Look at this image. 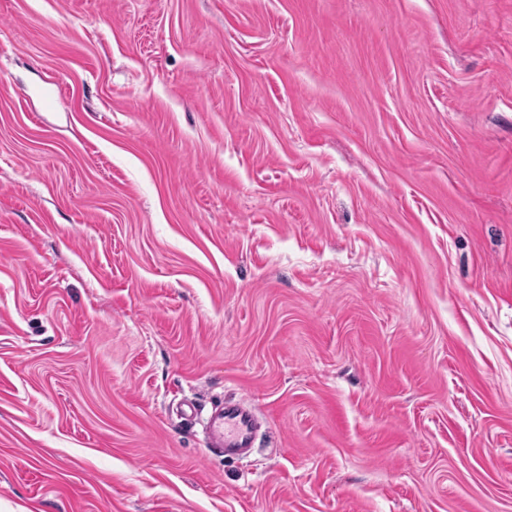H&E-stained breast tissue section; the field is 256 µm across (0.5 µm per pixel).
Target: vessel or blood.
<instances>
[{
	"mask_svg": "<svg viewBox=\"0 0 512 512\" xmlns=\"http://www.w3.org/2000/svg\"><path fill=\"white\" fill-rule=\"evenodd\" d=\"M253 421V412L246 401L225 405L220 413L208 421L205 439L207 448L219 450L229 458L251 447Z\"/></svg>",
	"mask_w": 512,
	"mask_h": 512,
	"instance_id": "vessel-or-blood-1",
	"label": "vessel or blood"
}]
</instances>
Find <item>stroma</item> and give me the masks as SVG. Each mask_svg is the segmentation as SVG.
I'll return each mask as SVG.
<instances>
[{
    "instance_id": "35a3bbf8",
    "label": "stroma",
    "mask_w": 512,
    "mask_h": 512,
    "mask_svg": "<svg viewBox=\"0 0 512 512\" xmlns=\"http://www.w3.org/2000/svg\"><path fill=\"white\" fill-rule=\"evenodd\" d=\"M0 512H512V0H0ZM252 409L245 400L225 404L224 409L213 415L207 424L206 447L218 449L224 458L239 454L251 448L253 442Z\"/></svg>"
}]
</instances>
